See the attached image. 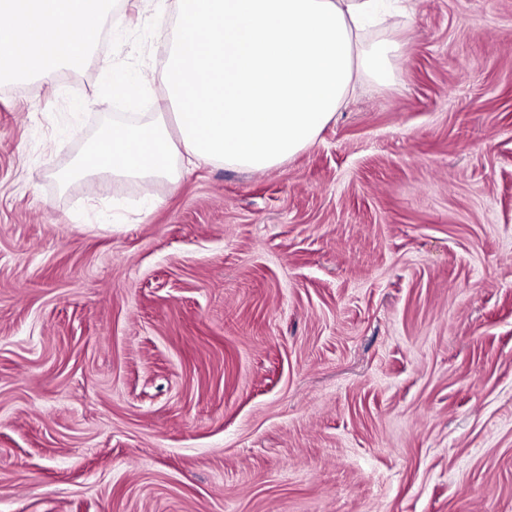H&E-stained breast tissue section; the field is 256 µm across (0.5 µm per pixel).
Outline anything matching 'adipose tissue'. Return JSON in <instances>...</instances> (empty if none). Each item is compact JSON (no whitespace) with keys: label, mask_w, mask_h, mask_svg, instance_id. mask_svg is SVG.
Returning <instances> with one entry per match:
<instances>
[{"label":"adipose tissue","mask_w":512,"mask_h":512,"mask_svg":"<svg viewBox=\"0 0 512 512\" xmlns=\"http://www.w3.org/2000/svg\"><path fill=\"white\" fill-rule=\"evenodd\" d=\"M383 0H176V25L157 79L174 111L102 134L69 171L177 181L178 161L261 171L313 145L359 77L393 78L400 46L363 42ZM112 0H0V82L52 80L84 66L87 32Z\"/></svg>","instance_id":"adipose-tissue-1"}]
</instances>
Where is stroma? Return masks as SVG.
<instances>
[{
  "mask_svg": "<svg viewBox=\"0 0 512 512\" xmlns=\"http://www.w3.org/2000/svg\"><path fill=\"white\" fill-rule=\"evenodd\" d=\"M173 2L0 84V512H512V0H397L284 164L62 183Z\"/></svg>",
  "mask_w": 512,
  "mask_h": 512,
  "instance_id": "1",
  "label": "stroma"
}]
</instances>
